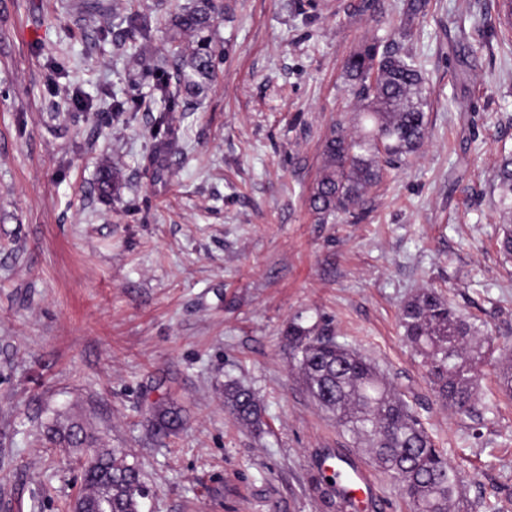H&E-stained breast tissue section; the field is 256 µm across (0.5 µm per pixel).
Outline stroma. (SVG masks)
<instances>
[{
  "instance_id": "1",
  "label": "stroma",
  "mask_w": 512,
  "mask_h": 512,
  "mask_svg": "<svg viewBox=\"0 0 512 512\" xmlns=\"http://www.w3.org/2000/svg\"><path fill=\"white\" fill-rule=\"evenodd\" d=\"M221 0L216 79L172 114L154 155L155 84L175 0H137L139 59L85 0H0V512H63L86 454L44 446L78 420L138 462L144 512H336L314 485L327 452L363 447L321 410L282 337L331 329L383 373L458 464L473 512L512 499V398L487 357L477 428L434 396L399 324L436 289L512 346V260L499 251L495 172L512 152V49L487 24L500 0ZM378 39L414 57L429 137L350 221L308 197L322 142L351 123L344 64ZM81 95L86 109L69 103ZM135 100L123 112L113 100ZM122 172L111 197L98 183ZM250 388L262 431L224 410ZM184 425L154 438L157 403Z\"/></svg>"
}]
</instances>
